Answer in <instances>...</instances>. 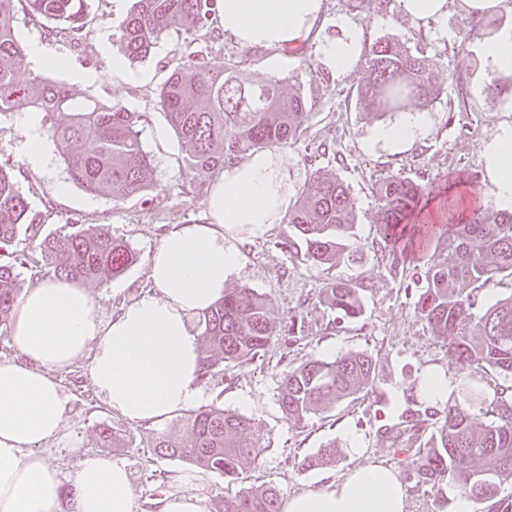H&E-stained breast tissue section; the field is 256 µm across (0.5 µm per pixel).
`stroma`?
<instances>
[{
  "mask_svg": "<svg viewBox=\"0 0 512 512\" xmlns=\"http://www.w3.org/2000/svg\"><path fill=\"white\" fill-rule=\"evenodd\" d=\"M133 3L90 0L94 20L79 51L67 42L47 40L42 29L24 16L17 19V36L26 50L38 49L43 55L65 58V66L52 77L72 92L109 100L139 113L154 182L167 187L188 185L194 181L193 173L185 167L184 151L158 104L160 85L166 77L160 64L177 55L176 41H160L149 58L127 63V70L143 74V81L130 82L112 71V58L118 53L117 25L130 13ZM324 15L329 20L347 16L362 29L365 45L391 37L424 52L445 92L428 106L407 105L408 110H421L430 118L424 138L402 149L373 147L369 141L379 122L367 116L356 97L359 67L340 75L332 73L319 60L314 37L271 50L244 47L222 36L225 64L243 67L256 83L278 78L284 91L299 92L308 99L310 114L300 141L280 149L288 158V175L298 189L312 169L323 167L349 185L358 214L356 240L365 253L360 264L342 263L323 271L289 257L283 247L290 232L287 223L273 225L263 236L242 240L240 248L246 262L229 279V287L245 285L270 296L274 318L283 326L291 313H300L303 330L294 343L284 330L277 332L261 360L243 366L226 365L223 382L203 384L204 404H218L251 419L259 440L260 462L235 480L205 472L201 492L211 505L248 487L273 486L285 498L309 485L339 478L353 468L380 462L393 467L404 483L408 512H457L461 499L457 488L450 483L433 491L415 486L379 432L381 426L391 423L394 412L404 407L421 372L447 369L448 358L413 313L419 288L416 279H392L371 250L378 240L373 191L384 176L400 173L427 185L426 197L432 209L447 208L449 185L478 177L483 143L501 126L512 124V78L502 79L499 93L493 96L476 86L480 66L476 48L485 33L477 31L466 40L457 35L456 24L462 17L458 0H448L447 14L435 21L406 16L398 0H325ZM28 115V108L22 107L0 117V161L15 166L22 177L30 179L28 198L33 208L53 207L54 219L43 225V233L58 232L75 220L105 225L113 235L128 240L137 254L135 264L124 275L87 287L101 317L111 318L121 305L148 291L150 261L163 234L180 224L206 220L210 191L205 188L196 194L173 196L170 207L160 216L138 196L115 203L103 194L89 195L65 182L62 158L53 141L43 142L42 165L28 161ZM335 277L364 284L360 318L339 319L323 303L322 290L327 280ZM348 352H366L376 358V384L313 417L307 427H294L277 401L284 371L311 357L332 359ZM55 378L71 404L67 439L46 444L43 454L63 475H70L82 458L98 454L97 434L103 427L115 429L126 440L125 447L110 449L109 454L127 466L144 512H156L154 503L162 480L177 472L196 473V466L159 457L153 448L158 433L173 437L185 434L186 412L155 423L131 424L101 402L82 364L56 373ZM329 444L336 445L340 453L336 465L302 468L304 458Z\"/></svg>",
  "mask_w": 512,
  "mask_h": 512,
  "instance_id": "obj_1",
  "label": "stroma"
}]
</instances>
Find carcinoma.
I'll return each mask as SVG.
<instances>
[{
	"label": "carcinoma",
	"mask_w": 512,
	"mask_h": 512,
	"mask_svg": "<svg viewBox=\"0 0 512 512\" xmlns=\"http://www.w3.org/2000/svg\"><path fill=\"white\" fill-rule=\"evenodd\" d=\"M20 14L42 25L52 39L74 47L83 45L89 33L87 0H0V117L28 107L42 117L44 135L62 150L65 181L115 203L140 195L163 213L173 188L151 178L152 159L143 148L137 113L94 96L77 98L42 74L19 80L27 65L16 35ZM217 23V0H135L118 24V48L132 61L147 58L162 39H183L180 55L168 63L170 75L159 100L198 186L242 154L296 143L308 119L304 95L284 94L278 80L255 84L244 68L224 66ZM444 93L432 77L431 60L391 38L371 46L356 85L359 100L377 107L370 113L376 119L400 111L408 101L425 106ZM425 190L400 173L386 175L375 186L379 259L392 276L416 270L412 243L419 225L409 220ZM51 219L52 209H31L13 168L0 165V335L7 333L18 301L17 268L28 267L42 278L101 283L136 261L130 243L104 227L74 222L40 236ZM286 220L288 253L316 268L363 257L362 247L351 243L358 216L349 188L329 170L311 172ZM24 232L40 237L35 250L22 246ZM428 240L434 250L423 266L414 315L441 343L457 375L494 374L493 397L465 386L443 402L409 398L383 434L416 485L435 490L450 481L461 494L487 504V512H512V501L500 497L502 485L512 483V293L477 309L481 289L512 279V213L491 219L473 200L462 219L451 204L448 223L431 225ZM362 290L336 279L326 283L322 297L336 318L354 319L363 312ZM271 308L269 296L253 288L224 291L198 322L201 379L217 377L226 364L261 357L277 331ZM377 375V360L367 353L310 359L286 371L278 402L288 420L303 428L336 402L371 386ZM430 420L433 429L425 439ZM187 428L181 440L159 436L156 452L229 479L259 462L248 417L208 405L189 414ZM279 509L274 487L247 488L215 504V512Z\"/></svg>",
	"instance_id": "obj_1"
}]
</instances>
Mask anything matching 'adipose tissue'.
<instances>
[{"instance_id": "1", "label": "adipose tissue", "mask_w": 512, "mask_h": 512, "mask_svg": "<svg viewBox=\"0 0 512 512\" xmlns=\"http://www.w3.org/2000/svg\"><path fill=\"white\" fill-rule=\"evenodd\" d=\"M324 0H219V24L243 46L280 49L309 38L324 19ZM318 45L322 63L348 71L362 54L361 29L345 16ZM483 80L512 77V24L487 33L479 46ZM428 120L406 113L379 126L373 144L406 146ZM481 154V186L512 212V125L495 131ZM288 162L278 153L251 154L225 166L207 198L211 220L169 230L149 269L153 289L102 319L78 283L45 278L25 288L13 312L10 344L0 360V512H55L71 489L77 512H137L130 474L106 456L81 461L70 482L41 447L63 441L70 410L56 372L83 362L102 402L132 424L157 422L197 405L200 345L189 325L224 295L244 263L243 237L264 235L293 200ZM282 512H408L407 490L393 468L371 463L335 481L288 496Z\"/></svg>"}]
</instances>
